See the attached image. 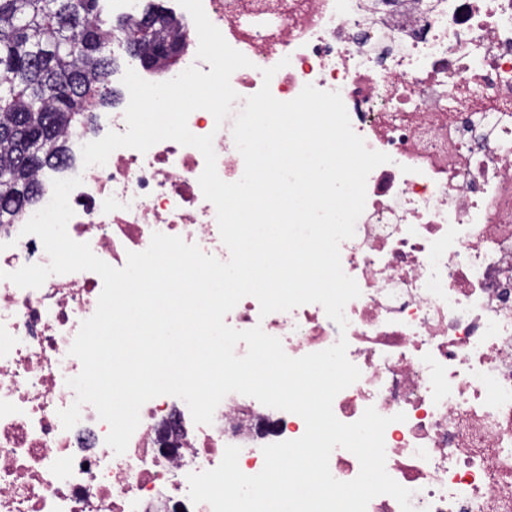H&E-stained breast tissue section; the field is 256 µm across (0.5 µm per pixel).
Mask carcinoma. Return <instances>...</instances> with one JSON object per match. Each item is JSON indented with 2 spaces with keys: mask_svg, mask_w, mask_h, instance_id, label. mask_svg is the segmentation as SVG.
<instances>
[{
  "mask_svg": "<svg viewBox=\"0 0 512 512\" xmlns=\"http://www.w3.org/2000/svg\"><path fill=\"white\" fill-rule=\"evenodd\" d=\"M91 2L81 16L75 0H0V225L39 200L36 174L66 161V134L91 125L90 103L112 104L115 35L128 43L144 30L159 40L181 36L160 3L114 25L102 17L99 0ZM77 27L85 31L79 54L70 46Z\"/></svg>",
  "mask_w": 512,
  "mask_h": 512,
  "instance_id": "1",
  "label": "carcinoma"
}]
</instances>
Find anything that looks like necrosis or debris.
<instances>
[{"label": "necrosis or debris", "instance_id": "necrosis-or-debris-1", "mask_svg": "<svg viewBox=\"0 0 512 512\" xmlns=\"http://www.w3.org/2000/svg\"><path fill=\"white\" fill-rule=\"evenodd\" d=\"M187 45L150 82L198 61V34L178 0H167ZM210 21L250 67L231 85L240 99L269 85L281 101L305 85L340 92L366 146L389 155L366 181L354 237L341 265L361 290L345 307L346 329L317 303L261 315L244 297L225 321L261 326L293 358L339 338L360 378L337 394L333 412L353 423L367 407L389 417L386 470L411 490L415 512H512V0H203ZM288 66H281L282 58ZM275 68L271 82L262 71ZM128 93L95 115L92 132H70L72 159L44 174L37 205L0 225V271L49 257L22 224L46 206L54 178L81 177L70 194L69 236L115 268L148 248L153 233L181 237L225 261L214 205L199 185L204 158L172 140L147 152L119 148L84 166L82 144L126 132ZM233 118L216 124L192 112L189 130L214 137L216 168L239 180L244 161ZM103 289L91 271L50 276L37 289L0 280V512H212L192 503L188 476L217 467L239 447L247 475L264 446L294 440L304 420L238 393L212 423L195 424L180 398L161 395L140 410L124 454L83 405L79 422L59 418L81 371L70 348ZM405 421H395L397 413Z\"/></svg>", "mask_w": 512, "mask_h": 512}]
</instances>
